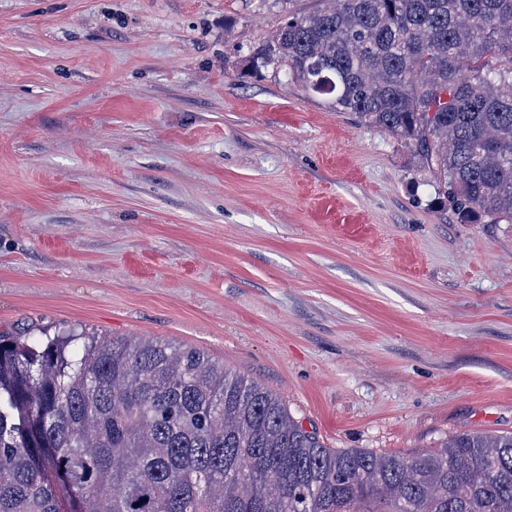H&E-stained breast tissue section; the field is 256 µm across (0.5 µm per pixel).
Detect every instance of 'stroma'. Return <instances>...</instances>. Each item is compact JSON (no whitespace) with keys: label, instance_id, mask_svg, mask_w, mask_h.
<instances>
[{"label":"stroma","instance_id":"35a3bbf8","mask_svg":"<svg viewBox=\"0 0 512 512\" xmlns=\"http://www.w3.org/2000/svg\"><path fill=\"white\" fill-rule=\"evenodd\" d=\"M322 0H0V332L199 349L329 448L512 433V224L248 57Z\"/></svg>","mask_w":512,"mask_h":512}]
</instances>
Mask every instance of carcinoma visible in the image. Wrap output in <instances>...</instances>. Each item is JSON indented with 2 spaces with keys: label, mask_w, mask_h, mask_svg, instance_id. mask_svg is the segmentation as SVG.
I'll list each match as a JSON object with an SVG mask.
<instances>
[{
  "label": "carcinoma",
  "mask_w": 512,
  "mask_h": 512,
  "mask_svg": "<svg viewBox=\"0 0 512 512\" xmlns=\"http://www.w3.org/2000/svg\"><path fill=\"white\" fill-rule=\"evenodd\" d=\"M253 59L412 146L461 221L512 224V0H325ZM60 485L80 512H512V433L337 450L197 349L1 332L0 512H62Z\"/></svg>",
  "instance_id": "carcinoma-1"
}]
</instances>
